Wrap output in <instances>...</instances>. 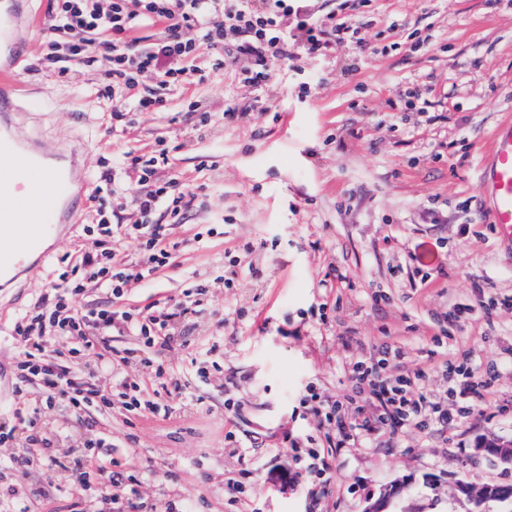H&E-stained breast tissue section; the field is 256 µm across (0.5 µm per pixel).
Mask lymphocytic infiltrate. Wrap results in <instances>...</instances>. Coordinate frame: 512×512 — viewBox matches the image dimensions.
Wrapping results in <instances>:
<instances>
[{
    "label": "lymphocytic infiltrate",
    "mask_w": 512,
    "mask_h": 512,
    "mask_svg": "<svg viewBox=\"0 0 512 512\" xmlns=\"http://www.w3.org/2000/svg\"><path fill=\"white\" fill-rule=\"evenodd\" d=\"M355 7L356 0H342L339 10L316 15L294 8L292 0H54L46 60L57 66L75 59L83 52L85 36L96 35L108 53V66L95 95L124 102V109L113 112L112 122L125 126L133 123L136 113L166 107L164 99L139 93V81L146 75L181 90L194 79H205L231 65L240 82L260 88L269 79V57L288 62L301 49L324 58L340 44L366 47L370 26L355 19ZM147 27L154 28L155 40L145 44L136 32ZM169 153L166 140L159 139L149 152H125L115 167L102 174L96 195L100 202L121 205L128 179L142 186L131 202L135 220L125 228L126 235L140 239V254L133 261L122 256L106 220L98 219L92 247L59 274L37 309L14 326L16 394H24L36 382L47 405L75 413L111 407L116 396L128 413L142 417L169 419L192 407L178 384L164 380L159 354L181 345L177 326L193 308L202 307L203 289L192 288L195 300L189 306L167 303L146 313L122 304L130 282L151 281L173 260L163 225L153 221L156 212L165 211L172 223H179L197 197L177 176L167 173ZM91 285L106 290L111 304L93 310L79 306L78 297ZM115 332L140 338L143 349H112L106 338ZM87 356L93 357V365H82ZM134 361L154 366L155 380H127L123 368ZM381 367L378 361L353 363L356 381L369 393L354 416L345 414L341 402L326 403L314 393L304 399L305 408L336 427L324 448L310 450L312 459L327 464L334 450L362 443L380 430L396 433L430 420L448 422L452 400L459 403L462 417L488 406L486 385L474 381L477 367H446L450 386L439 399L423 391V370L385 378ZM106 373L115 379L113 388L100 383ZM107 445L103 438L88 441L86 452L64 464L48 453L47 438L31 424L23 451L9 464L21 470L29 461H39L62 469L78 488L87 487L94 477L108 479L115 488L109 498L112 512H138L140 480L120 472L121 461L107 453Z\"/></svg>",
    "instance_id": "1"
}]
</instances>
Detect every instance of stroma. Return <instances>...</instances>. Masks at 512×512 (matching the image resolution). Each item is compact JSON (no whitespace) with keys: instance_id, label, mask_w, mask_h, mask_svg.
Wrapping results in <instances>:
<instances>
[{"instance_id":"obj_1","label":"stroma","mask_w":512,"mask_h":512,"mask_svg":"<svg viewBox=\"0 0 512 512\" xmlns=\"http://www.w3.org/2000/svg\"><path fill=\"white\" fill-rule=\"evenodd\" d=\"M363 12L371 49L344 44L330 57L302 58L303 71L320 77L308 95L273 57L263 89L227 70L165 93L164 111L138 113L123 131L112 127V102L92 94L106 66L97 43L87 45V62L62 74L44 65L43 31L23 36L22 80L38 107L28 122L46 141L81 148L97 178L113 157L163 138L172 173L213 187L183 223L156 213L179 244L176 259L126 296L128 306L145 309L207 287L204 309L188 325L191 347L162 354L197 410L166 420L117 405L36 415L59 457L108 436L127 470L151 465L139 487L142 512H166L168 500L187 496L199 512H361L367 497L402 478L414 512H466L452 499L456 482L512 483V471L475 450L481 437L512 438V359L503 355L512 349V246L488 222L478 175L497 121L512 115V0H368ZM414 42L419 50L406 52ZM412 90L448 100L408 111ZM191 99L216 113L211 125L199 127ZM228 106L243 112L240 122L219 120ZM204 156L210 166L202 171ZM243 242L251 253L235 252ZM91 244L81 228L50 241L42 270L0 291V417L11 418L15 400L17 319ZM334 268L351 283L327 295L318 282ZM479 290L500 300L496 312L476 304ZM385 345L405 354L385 375L422 368L430 393L444 390L445 364L479 366L492 384L490 408L445 428L385 433L341 449L330 471L308 475L289 443L331 427L301 406L306 385L328 398L351 393L347 358ZM209 347L219 370L203 382L191 355ZM229 434L250 443L244 459L225 452ZM430 477L437 486L427 485ZM1 482L20 489L30 512H86L105 494L95 481L74 490L36 462L22 475L0 474ZM232 483L241 485L239 497L229 495Z\"/></svg>"}]
</instances>
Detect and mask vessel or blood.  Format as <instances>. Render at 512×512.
<instances>
[{
    "label": "vessel or blood",
    "mask_w": 512,
    "mask_h": 512,
    "mask_svg": "<svg viewBox=\"0 0 512 512\" xmlns=\"http://www.w3.org/2000/svg\"><path fill=\"white\" fill-rule=\"evenodd\" d=\"M28 2L0 0V156L10 160L9 168L0 170L1 289L40 263L44 243L63 235L83 211L81 186L90 180L77 150L47 149L22 127V116L33 106L16 71L24 57L21 32L39 22ZM480 183L496 236L512 244V119L496 127ZM41 193L48 204L34 205L33 195Z\"/></svg>",
    "instance_id": "obj_1"
}]
</instances>
